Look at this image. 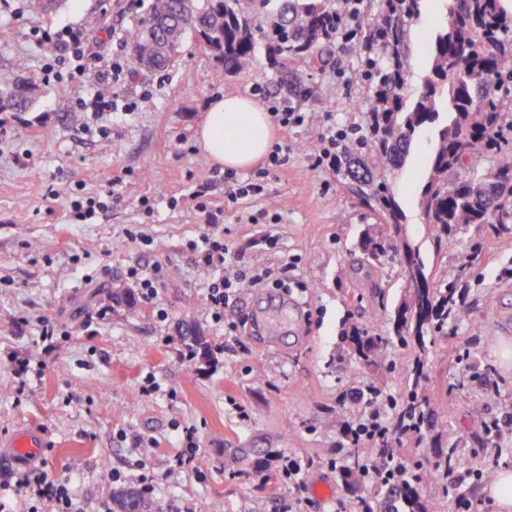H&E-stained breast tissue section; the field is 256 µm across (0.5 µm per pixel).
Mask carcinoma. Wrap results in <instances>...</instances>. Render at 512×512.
<instances>
[{"label":"carcinoma","mask_w":512,"mask_h":512,"mask_svg":"<svg viewBox=\"0 0 512 512\" xmlns=\"http://www.w3.org/2000/svg\"><path fill=\"white\" fill-rule=\"evenodd\" d=\"M363 0H149L144 17L130 35L138 55L155 60V71L175 67L186 36L196 34L224 69H242L255 48L253 31L268 27L279 55L312 57L332 42L335 18L360 10ZM423 0H378L364 20L362 50L372 80L371 139L353 144L336 171L347 192L393 229L406 221L393 185L384 173L403 167L425 129L435 126L419 207L438 242L451 246L472 224H486L496 234L512 233V13L501 0H443L439 19L420 40L426 75L417 91L408 89L412 29ZM39 93L38 79L0 83V104L28 108ZM365 259L381 262L388 241L363 233ZM401 273L418 277L422 287L408 294L382 336L365 327L347 329V349L363 364L380 369L381 346L396 339L408 347L425 337L443 338L465 291L454 281L434 284L419 250L406 247ZM425 376L416 361L404 379V392L391 401L404 425L415 433L434 428L435 409L423 392ZM396 440L387 434L369 444L349 442L339 466L344 482L357 494L362 512H432L419 493L430 473L420 466L394 473ZM377 468L366 485L364 464ZM453 468L459 483L447 494H461L469 477L457 449L442 453L435 471Z\"/></svg>","instance_id":"carcinoma-1"}]
</instances>
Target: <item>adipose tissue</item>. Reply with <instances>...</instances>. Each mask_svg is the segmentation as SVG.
<instances>
[{"label": "adipose tissue", "mask_w": 512, "mask_h": 512, "mask_svg": "<svg viewBox=\"0 0 512 512\" xmlns=\"http://www.w3.org/2000/svg\"><path fill=\"white\" fill-rule=\"evenodd\" d=\"M274 141L268 112L241 96L212 100L196 129V142L208 158L228 169H246L266 154Z\"/></svg>", "instance_id": "adipose-tissue-1"}]
</instances>
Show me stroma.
<instances>
[{"mask_svg":"<svg viewBox=\"0 0 512 512\" xmlns=\"http://www.w3.org/2000/svg\"><path fill=\"white\" fill-rule=\"evenodd\" d=\"M143 11L141 0H64L46 13L36 0L0 5V27L12 31L9 41L0 42V79L17 80L20 58L29 72H39L47 51L32 31L53 22L79 32L91 51L122 55L129 77L119 94L138 103L132 114L112 120L103 136L84 131L71 85L44 87L31 107L12 113L8 134L0 136V351L39 357L32 324L42 318L70 333L24 393H17L11 366L0 360V436L23 423L47 429L52 449L44 470L54 478L77 475V492L88 501L110 493L109 470L135 474L142 457L159 476L154 499L142 512H182L188 504L195 512H287L288 489L271 459L278 451L302 460L307 488L323 484L331 490L327 498L311 497L307 512H353L357 498L330 466L348 446L345 425L358 417L343 395L375 385L399 397L401 376L419 355L388 343L382 357L392 372L368 367L348 355L341 328L350 322L386 333L405 291L399 263L410 246L419 249L434 278L465 281L468 290L447 338L427 344L422 355L427 393L437 407L452 405L453 416L437 423L435 432L403 437L399 460L425 465L439 450L455 448L471 468L512 470V432L487 443L482 429L483 421L512 413V360L498 355L500 348L512 349V331L500 329L502 318L512 319V279L503 274L512 267V234L494 237L475 224L457 245L437 244L417 207L431 147L424 136L406 165L387 174L407 217L399 231L386 233L394 252L382 265L363 266L358 242L369 213L348 196L336 172L311 169L309 151L331 119L370 135L371 86L360 45L333 46L323 63L285 60L258 31L251 64L228 72L191 35L175 69L148 73L127 39ZM288 71L304 75L289 94L305 117L301 125L275 129L277 143L288 146V163L265 179L262 196L230 200L253 171L226 174L197 146L195 130L211 100L252 98L260 86L282 94ZM119 175L124 185L109 198ZM51 186L57 196L49 203ZM80 186L107 198L96 223L64 221L67 194ZM196 190L211 199L209 213L188 204ZM172 196L181 200L174 209L168 205ZM146 198L153 206L149 214ZM258 212L263 223H247ZM209 223L224 229L227 265L275 268L295 260L288 290L303 307L293 332L255 331L251 314L269 305L270 293L251 287L224 310L226 320L241 322L239 335H225L211 321L204 274L185 247ZM134 224L153 237L152 246L126 237ZM272 234L279 238L273 250L265 244ZM474 250L481 254L475 268L466 263ZM135 264L162 265L157 298L114 304L113 290L128 287L126 270ZM160 309L167 320L157 318ZM22 316L31 325L20 330ZM193 332L206 342L209 361L183 360ZM460 345L473 363L495 365L492 387L474 380L456 387L465 371ZM149 374L175 398L140 395ZM239 405L248 420L238 419ZM478 405L483 415L475 414ZM179 424L198 429L204 479L167 471L178 451ZM122 431L129 439L144 437V453H134L129 439L121 441Z\"/></svg>","mask_w":512,"mask_h":512,"instance_id":"obj_1","label":"stroma"}]
</instances>
